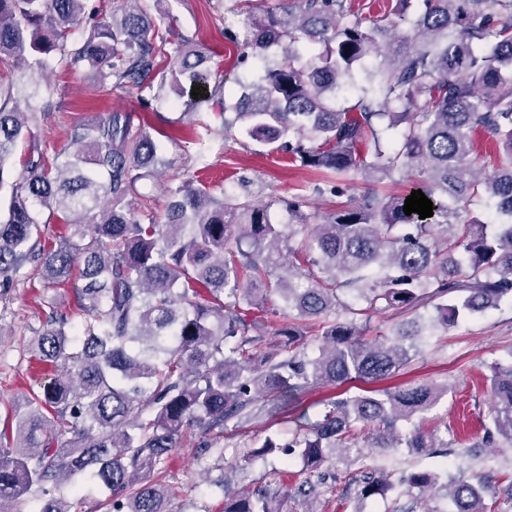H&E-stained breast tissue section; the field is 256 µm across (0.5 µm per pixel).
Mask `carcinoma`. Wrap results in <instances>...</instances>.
<instances>
[{"mask_svg": "<svg viewBox=\"0 0 512 512\" xmlns=\"http://www.w3.org/2000/svg\"><path fill=\"white\" fill-rule=\"evenodd\" d=\"M87 2L0 0V64L31 76L57 55L67 69H87L104 95L156 83L182 96L195 85L202 103L223 90L210 87L206 49L175 36L145 0H116L102 22ZM261 3L225 0L245 15L238 59L257 65L234 78V118L224 129L303 168L382 179L415 172L433 217L406 215L403 196L367 193L310 224L308 200L297 195L282 201L307 231L297 249L293 225L270 222V204L248 193L218 198L185 180L166 187L162 221L132 201L159 157L147 124L127 112L76 125L73 152L52 166L31 153L15 176L11 155L35 112L19 109L15 83H0V191L9 189L0 277L30 260L51 285L77 270L84 314L73 327L52 307L34 339L35 357L57 374L13 408L14 435L0 432V506L28 495L32 512H78L54 492L81 476L107 492L108 512H169L167 486L138 471L164 470L186 430L197 431L205 453L224 432L275 412L267 404L284 396L390 378L418 352L422 319L433 330L512 300V0H390L376 18L351 0H284L280 14ZM83 17L94 21L88 36L68 41ZM347 91L351 105L340 102ZM478 132L497 146L490 174L475 154ZM476 202L494 218L459 221ZM39 208L81 245L41 246ZM344 290L359 307L340 300ZM273 293L318 326L316 355L293 324L257 332L256 313H279L267 309ZM388 309L413 313V328L366 339L371 314ZM490 382L495 405L481 445L511 448L512 364L495 365ZM447 392L413 384L323 400L321 410L296 415L288 439L267 437L242 459L299 457L305 477L293 496L310 499L326 484L329 454H358L361 426L383 448L427 455L448 447L437 428L396 430ZM358 483L364 499L398 485L438 486L451 512H487L482 479L442 483L417 470L396 483L366 472ZM277 498L226 491L222 512H280Z\"/></svg>", "mask_w": 512, "mask_h": 512, "instance_id": "cac0c4a2", "label": "carcinoma"}]
</instances>
